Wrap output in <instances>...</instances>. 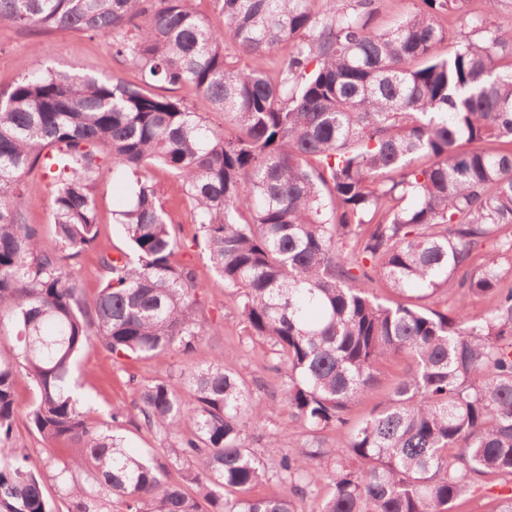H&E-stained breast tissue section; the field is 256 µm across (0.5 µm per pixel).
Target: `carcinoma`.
<instances>
[{"label":"carcinoma","instance_id":"obj_1","mask_svg":"<svg viewBox=\"0 0 512 512\" xmlns=\"http://www.w3.org/2000/svg\"><path fill=\"white\" fill-rule=\"evenodd\" d=\"M217 29L188 0H0V23L22 30L112 35L138 79L100 80L27 64L0 91V306L17 347L0 351V512H453L487 479L512 483V27L440 46L444 15L468 0H418L394 28H371L374 0H214ZM231 38L251 65L224 54ZM284 51L277 81L264 68ZM191 87L233 131L157 89ZM131 183L118 211L130 252L101 258L88 298L69 270L96 248L101 159ZM161 166L193 208L208 261L243 331L273 347L263 365L308 439L285 450L276 424L247 443L271 404L223 355L139 392L124 420L177 447L132 452L88 420L75 357L95 345L119 365L206 335L203 285L176 262L186 246L150 178ZM54 187L55 248L23 223L22 180ZM248 212L251 219L239 217ZM492 242L482 262L475 251ZM380 287L385 295L373 292ZM452 309H438L448 291ZM486 297L476 314L468 300ZM402 355L409 370L378 408L326 446L351 404ZM37 400L29 424L71 444L51 501L15 446V385ZM182 482L168 480L170 470ZM286 493L246 497L260 485Z\"/></svg>","mask_w":512,"mask_h":512}]
</instances>
